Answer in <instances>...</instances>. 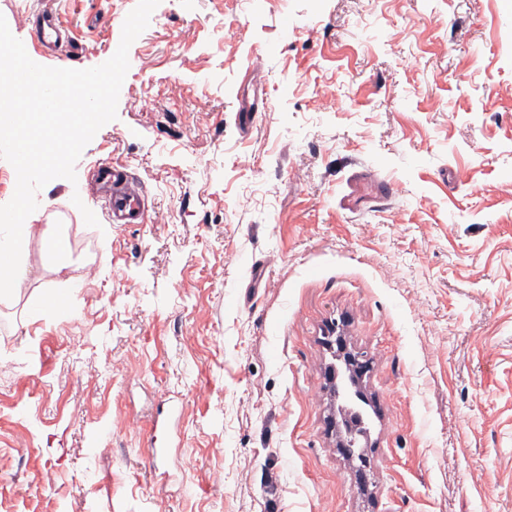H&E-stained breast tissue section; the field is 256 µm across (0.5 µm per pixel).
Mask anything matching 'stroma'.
<instances>
[{"label":"stroma","instance_id":"35a3bbf8","mask_svg":"<svg viewBox=\"0 0 512 512\" xmlns=\"http://www.w3.org/2000/svg\"><path fill=\"white\" fill-rule=\"evenodd\" d=\"M136 4L0 14L28 45L58 12L75 40L42 63L86 69ZM128 57L29 217L97 261L58 282L32 239L0 302V512H512V0H161ZM104 162L148 222L108 219ZM333 323L369 362L365 479L336 450Z\"/></svg>","mask_w":512,"mask_h":512}]
</instances>
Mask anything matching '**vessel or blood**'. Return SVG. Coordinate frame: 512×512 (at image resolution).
Instances as JSON below:
<instances>
[{"instance_id":"vessel-or-blood-1","label":"vessel or blood","mask_w":512,"mask_h":512,"mask_svg":"<svg viewBox=\"0 0 512 512\" xmlns=\"http://www.w3.org/2000/svg\"><path fill=\"white\" fill-rule=\"evenodd\" d=\"M69 40L67 29L54 13L41 15L35 30V41L40 50L59 49ZM94 181L106 195L113 223L140 224L147 219V198L124 166L101 165L94 173Z\"/></svg>"}]
</instances>
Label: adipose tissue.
<instances>
[{
    "label": "adipose tissue",
    "mask_w": 512,
    "mask_h": 512,
    "mask_svg": "<svg viewBox=\"0 0 512 512\" xmlns=\"http://www.w3.org/2000/svg\"><path fill=\"white\" fill-rule=\"evenodd\" d=\"M40 236L45 253L54 255L55 261L51 266L54 274L61 275L72 272L73 266L67 260L69 241L61 234L39 229L35 224H12L0 228V249L10 254V270L0 273V300L6 301L29 280V270L25 261L26 248L33 236Z\"/></svg>",
    "instance_id": "adipose-tissue-1"
}]
</instances>
